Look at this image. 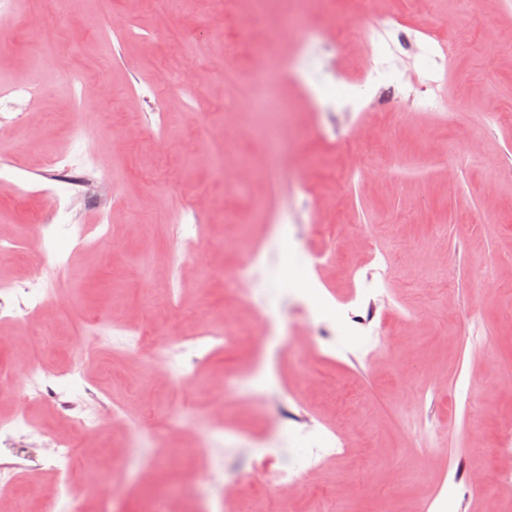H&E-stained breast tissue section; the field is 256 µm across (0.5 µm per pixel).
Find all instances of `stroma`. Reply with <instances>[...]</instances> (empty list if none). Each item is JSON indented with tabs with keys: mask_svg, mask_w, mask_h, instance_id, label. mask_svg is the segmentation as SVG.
I'll return each mask as SVG.
<instances>
[{
	"mask_svg": "<svg viewBox=\"0 0 512 512\" xmlns=\"http://www.w3.org/2000/svg\"><path fill=\"white\" fill-rule=\"evenodd\" d=\"M30 14L52 39L31 35ZM115 14L128 18L130 38L112 31ZM387 14L447 39V111L385 90L380 112H317L284 77L268 102L285 116L273 127L259 120L252 73L264 59L296 55L302 34L341 31L348 82L311 71L333 106L357 91L370 61L361 33ZM59 55L84 85L69 88ZM33 66L42 86L34 122L0 135V237L14 242L0 255V284H47L56 296L16 306L25 324L0 321V370L34 355L58 373L55 397L33 403L26 421L74 444L75 471L95 463L127 512H189L175 486L209 484L219 456L228 474L248 469L285 391L310 423L285 438L303 476L285 491L242 486L229 512H485L488 493L512 512V485L494 480L512 471V455L497 450L512 432V0H307L300 9L286 0H0V88ZM190 69L201 82L189 92L180 76ZM136 123L144 135L114 152ZM332 123L364 135L336 146L318 134ZM78 128L111 168L120 201L109 235L92 246L75 227L93 223L95 208L77 201L46 237L51 257L41 264L29 246L51 206L37 193L45 157L82 154ZM21 179L28 193L17 192ZM300 186L313 214L290 208ZM200 199L205 238L194 227ZM288 220L301 249L260 262L242 297L246 248L274 252L269 227ZM382 257L385 280L374 265ZM303 278L318 284L336 334L319 348L299 329L280 354L279 384L260 393L250 377L265 348L257 319ZM355 287L384 321L346 325L339 310ZM223 319L236 345L170 347L167 378L135 344ZM78 362L83 375L70 379ZM62 400L88 413L104 401L120 415L105 427L72 423ZM325 432L336 453L307 468L305 450ZM469 473L492 475L485 493L466 491ZM63 481L47 473L30 491L0 470V512H43Z\"/></svg>",
	"mask_w": 512,
	"mask_h": 512,
	"instance_id": "35a3bbf8",
	"label": "stroma"
}]
</instances>
